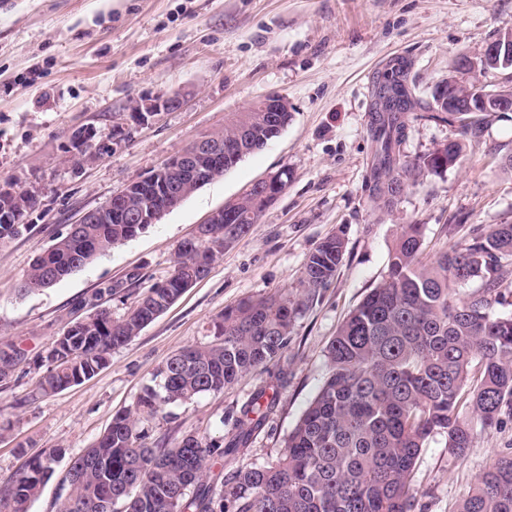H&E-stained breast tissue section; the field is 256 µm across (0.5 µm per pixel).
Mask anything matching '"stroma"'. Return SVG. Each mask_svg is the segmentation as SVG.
I'll list each match as a JSON object with an SVG mask.
<instances>
[{"label":"stroma","instance_id":"1","mask_svg":"<svg viewBox=\"0 0 512 512\" xmlns=\"http://www.w3.org/2000/svg\"><path fill=\"white\" fill-rule=\"evenodd\" d=\"M512 31V0H0V182L39 194L35 219L0 241V342L28 363L0 382V485L32 457L57 452L54 473L29 512H57L71 461L132 409L168 357L214 340L226 307L248 297L295 298L308 256L325 238L345 242L332 284L297 318L280 358L219 394L166 406L141 419L149 442L176 445L194 434L231 440L241 407L259 389L277 391L266 425L225 469L264 465L327 373L326 351L347 316L385 277L402 225H421L427 253L470 242L474 228L512 223V112H477L460 163L406 186L394 207L370 199V135L377 84L405 62L421 103L459 78L460 56H480ZM184 91L183 107L147 123L131 117L140 98ZM277 92L287 127L223 176L199 188L159 223L114 245L56 285L19 296L35 257L83 214L98 208L193 141L224 130V117ZM93 131L107 154L73 164L69 136ZM458 125L408 123L402 153L423 158L459 138ZM287 171L286 189L210 274L113 350L94 376L60 392L38 389V362L90 297L113 319L127 316L173 270L178 245L214 210L254 182ZM121 281L107 296L99 288ZM512 450V417L477 432L465 455L444 437L423 448L416 512H453L493 463Z\"/></svg>","mask_w":512,"mask_h":512}]
</instances>
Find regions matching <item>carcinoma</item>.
I'll use <instances>...</instances> for the list:
<instances>
[{
  "label": "carcinoma",
  "instance_id": "1",
  "mask_svg": "<svg viewBox=\"0 0 512 512\" xmlns=\"http://www.w3.org/2000/svg\"><path fill=\"white\" fill-rule=\"evenodd\" d=\"M453 81L432 91V110L456 118ZM420 105L408 87L403 65L378 84L370 127L376 144L369 182L376 207H391L406 184L424 172L455 167L465 144L450 140L417 163L402 159L409 115ZM288 112H238L225 119L224 141L244 133L240 154L224 156L222 169L264 147L287 125ZM288 185V173L228 206L222 224H201L199 238L179 244L166 281L143 294L120 320L98 309L73 323L44 356L47 371L40 390L55 393L93 376L113 349L136 337L182 291L200 281L224 249L247 236L274 197ZM178 171L164 170L153 182L124 196L148 216L168 195L190 196ZM27 193L0 198V240L20 229L35 210ZM146 228L132 224L119 207L88 224H74L46 256L30 266L19 283L27 294L49 288L89 263L97 254ZM419 224H406L392 248L387 274L348 314L327 348V376L295 426L284 451L268 465L213 472L215 461L246 447L267 420L276 396L257 392L236 420L229 446L187 435L177 446H150L139 417L170 404L216 394L267 366L288 348L304 307L335 279L345 252L337 236L309 255L298 297L247 298L224 309L215 325L217 341L189 346L152 375L134 410L118 413L110 428L68 472V492L58 512H414V470L429 440L446 439L451 456L472 446L477 429L490 430L512 415V313L498 314L512 286L503 261H512V224L476 229L462 248H443L423 258ZM477 284L466 298L459 289ZM24 353L0 347V380L14 374ZM55 452L31 462L0 486V505L28 512L52 474ZM456 512H512V452L498 456L461 499Z\"/></svg>",
  "mask_w": 512,
  "mask_h": 512
}]
</instances>
